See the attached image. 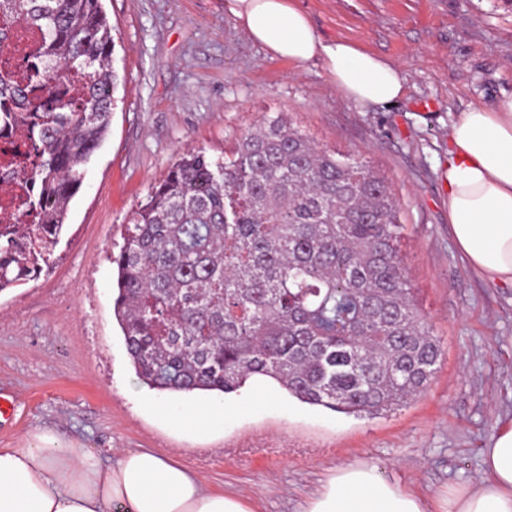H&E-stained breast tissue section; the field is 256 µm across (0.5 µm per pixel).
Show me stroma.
<instances>
[{
    "mask_svg": "<svg viewBox=\"0 0 512 512\" xmlns=\"http://www.w3.org/2000/svg\"><path fill=\"white\" fill-rule=\"evenodd\" d=\"M324 41H348L402 71L403 96L359 107L320 61L271 58L224 0H102L118 75L111 123L72 198L41 276L0 292V448L47 427L100 458L149 449L250 512H301L351 462L428 501L480 475L499 420L512 418V287L463 262L448 229V126L512 96V0H294ZM284 115L319 148L384 178L400 203L402 251L442 357L426 391L378 418L294 400L269 381L226 394L213 432L173 428L147 403L113 316L110 260L150 187L183 154L222 156L266 117Z\"/></svg>",
    "mask_w": 512,
    "mask_h": 512,
    "instance_id": "35a3bbf8",
    "label": "stroma"
}]
</instances>
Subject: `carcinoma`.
I'll list each match as a JSON object with an SVG mask.
<instances>
[{"label": "carcinoma", "mask_w": 512, "mask_h": 512, "mask_svg": "<svg viewBox=\"0 0 512 512\" xmlns=\"http://www.w3.org/2000/svg\"><path fill=\"white\" fill-rule=\"evenodd\" d=\"M32 40L0 75V125L29 136L33 224L0 216V292L37 278L85 165L107 133L116 74L101 0H0V47ZM68 81L76 99L47 97ZM400 206L366 165L315 146L281 115L230 154H184L112 255L113 315L138 378L171 394L233 393L253 376L355 416L423 393L441 346L401 254Z\"/></svg>", "instance_id": "carcinoma-1"}]
</instances>
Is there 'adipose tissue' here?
<instances>
[{
	"label": "adipose tissue",
	"mask_w": 512,
	"mask_h": 512,
	"mask_svg": "<svg viewBox=\"0 0 512 512\" xmlns=\"http://www.w3.org/2000/svg\"><path fill=\"white\" fill-rule=\"evenodd\" d=\"M237 25L271 57L321 61L356 105L400 98L405 78L380 57L343 41L324 42L293 0H225ZM448 222L471 269L512 285V97L473 107L448 130ZM0 512H249L242 497L205 489L179 463L150 450H121L112 462L41 428L20 448H0ZM304 512H512V420L483 451L478 481L430 504L382 480L375 468L337 467Z\"/></svg>",
	"instance_id": "ef3b65f1"
}]
</instances>
